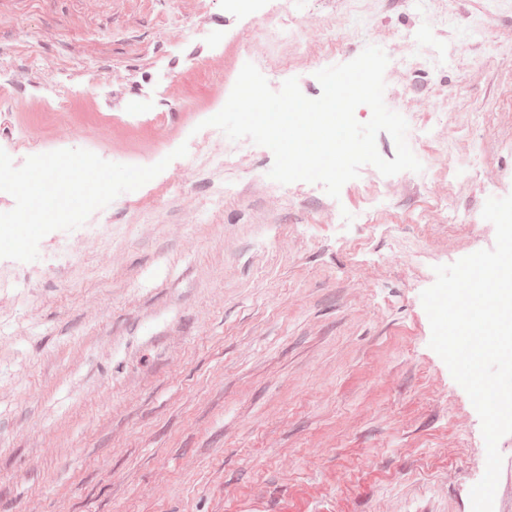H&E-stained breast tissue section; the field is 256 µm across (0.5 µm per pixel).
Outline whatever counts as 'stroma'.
Instances as JSON below:
<instances>
[{
    "label": "stroma",
    "mask_w": 512,
    "mask_h": 512,
    "mask_svg": "<svg viewBox=\"0 0 512 512\" xmlns=\"http://www.w3.org/2000/svg\"><path fill=\"white\" fill-rule=\"evenodd\" d=\"M331 64L389 58L387 107L468 130L476 180L398 173L376 227L373 166L339 198L284 199L251 145L223 203L193 156L118 196L95 236L0 258V512H472L481 421L430 348L435 266L495 245L512 194V0H290ZM272 0H0V149L148 166L219 112L244 53L280 55ZM255 37L240 51L236 32ZM207 69L189 77L194 48ZM74 87L60 106L39 86ZM448 204L461 221L452 227Z\"/></svg>",
    "instance_id": "35a3bbf8"
}]
</instances>
